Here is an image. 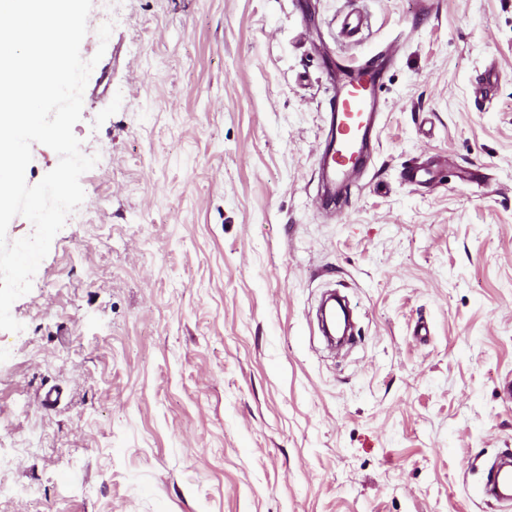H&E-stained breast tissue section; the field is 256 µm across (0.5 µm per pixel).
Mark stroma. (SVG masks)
Segmentation results:
<instances>
[{
  "instance_id": "stroma-1",
  "label": "stroma",
  "mask_w": 512,
  "mask_h": 512,
  "mask_svg": "<svg viewBox=\"0 0 512 512\" xmlns=\"http://www.w3.org/2000/svg\"><path fill=\"white\" fill-rule=\"evenodd\" d=\"M433 2L92 0L91 211L0 330V484L35 490L0 512H512L482 495L512 453V0ZM393 42L367 185L323 208L329 66Z\"/></svg>"
}]
</instances>
